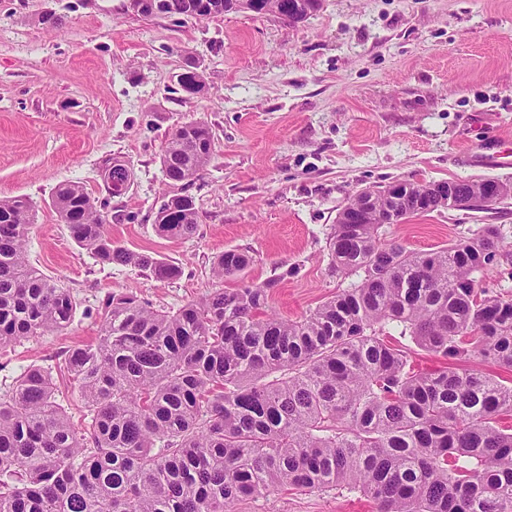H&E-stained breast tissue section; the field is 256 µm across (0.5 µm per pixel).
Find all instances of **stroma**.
I'll return each mask as SVG.
<instances>
[{"label":"stroma","mask_w":512,"mask_h":512,"mask_svg":"<svg viewBox=\"0 0 512 512\" xmlns=\"http://www.w3.org/2000/svg\"><path fill=\"white\" fill-rule=\"evenodd\" d=\"M127 0H0V199L28 198L36 218L26 252L77 302L66 334L0 352V392L32 365L56 368L94 342L109 291L175 310L213 288L278 281L273 313L309 314L351 284L331 270L329 238L356 191L394 181L495 178L468 151L512 150V0H321L296 24L227 12L207 20L145 19ZM59 23H44L46 14ZM196 67L207 92L188 97ZM204 120L215 156L190 186L196 233L160 235L155 213L173 188L160 155L171 132ZM129 162L126 194L108 198L101 165ZM105 199L117 243L165 259L179 278L157 281L99 263L60 222L59 183ZM512 243V197L485 210L441 209L388 224L418 252L483 225ZM249 252L241 274L215 279L214 258ZM231 512H375L358 491L278 490Z\"/></svg>","instance_id":"stroma-1"}]
</instances>
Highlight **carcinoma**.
Returning a JSON list of instances; mask_svg holds the SVG:
<instances>
[{"label": "carcinoma", "instance_id": "cac0c4a2", "mask_svg": "<svg viewBox=\"0 0 512 512\" xmlns=\"http://www.w3.org/2000/svg\"><path fill=\"white\" fill-rule=\"evenodd\" d=\"M138 16L209 19L235 0H143ZM194 96L196 70L180 75ZM214 159L208 124L177 127L161 153L180 192L155 215L180 240L197 230L186 187ZM109 196L128 190L131 168L102 163ZM442 185L469 209L487 183ZM411 215L444 207L419 184L400 187ZM54 207L72 238L102 264L173 280L180 267L117 245L104 205L61 183ZM336 219L333 268L357 282L293 321L269 312L278 280L214 288L176 311L109 291L101 335L61 362L90 416L76 425L57 402L53 370L32 365L0 396V512H230L243 497L274 490L346 485L377 512H512V383L470 366L480 358L512 370V294L491 295L480 278L504 250L496 227L437 251L416 252L382 237L375 213ZM28 199L0 200V350L64 332L77 303L28 261ZM253 262L220 254L216 279ZM394 324L446 367L424 372L386 341Z\"/></svg>", "mask_w": 512, "mask_h": 512}]
</instances>
